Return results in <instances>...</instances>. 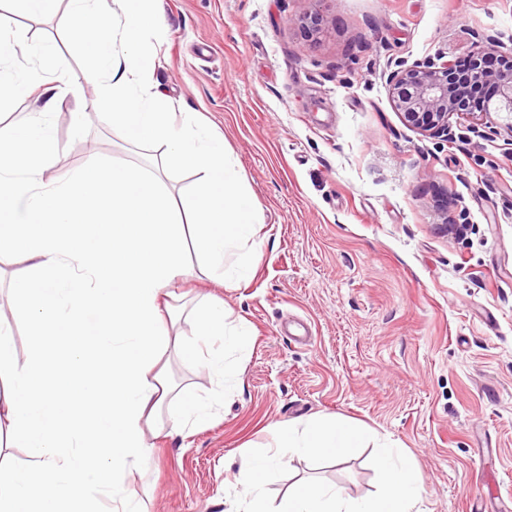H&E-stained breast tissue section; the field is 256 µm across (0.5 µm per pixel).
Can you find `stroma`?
<instances>
[{"label":"stroma","instance_id":"1","mask_svg":"<svg viewBox=\"0 0 512 512\" xmlns=\"http://www.w3.org/2000/svg\"><path fill=\"white\" fill-rule=\"evenodd\" d=\"M314 34L297 25L314 8ZM155 78L177 119L202 114L238 159L259 208L260 258L237 287L179 284L171 335L195 340L192 309L223 299L249 343L236 382L167 351L168 371L210 411L154 438L128 489L143 512H235L240 452L280 425L333 415L400 448L422 482L420 512H470L512 498V134L485 141L452 116V142L395 112L398 60L512 52V0H161ZM0 19L54 46L43 75L81 76L66 7L42 18L0 0ZM86 88L51 120L46 175L91 156L145 165ZM373 445L338 464L285 458L274 502L319 478L371 496Z\"/></svg>","mask_w":512,"mask_h":512}]
</instances>
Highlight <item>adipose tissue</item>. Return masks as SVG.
I'll use <instances>...</instances> for the list:
<instances>
[{
  "label": "adipose tissue",
  "instance_id": "1",
  "mask_svg": "<svg viewBox=\"0 0 512 512\" xmlns=\"http://www.w3.org/2000/svg\"><path fill=\"white\" fill-rule=\"evenodd\" d=\"M154 2L68 0L70 35L84 49L80 78L15 68L18 53L45 61L52 48L0 27V98L47 94L40 111L0 127V257L14 266L13 312L31 341L17 362L0 312V453L27 456L22 465L0 456V512H140L126 480L151 454L145 427L170 391L157 365L175 321L173 287L193 273L185 244L223 285L258 259L257 205L236 159L201 119L178 123L164 109L145 49L147 34H164ZM103 82L100 108L129 140L161 148L159 172L94 156L66 181L46 178L53 106ZM169 170L196 177L188 222L163 188ZM228 319L211 297L195 309L198 341L223 345L202 363L225 378L237 372L229 352L246 342ZM169 409L176 421L209 417L189 395Z\"/></svg>",
  "mask_w": 512,
  "mask_h": 512
}]
</instances>
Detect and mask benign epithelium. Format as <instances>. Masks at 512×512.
I'll return each instance as SVG.
<instances>
[{"instance_id":"1","label":"benign epithelium","mask_w":512,"mask_h":512,"mask_svg":"<svg viewBox=\"0 0 512 512\" xmlns=\"http://www.w3.org/2000/svg\"><path fill=\"white\" fill-rule=\"evenodd\" d=\"M387 82L395 110L410 127L431 138L453 141L449 119L472 112L485 116L481 127L473 129L480 138L491 140L503 127L512 133V54L491 57L479 49L464 72L457 70L455 61L401 60ZM482 86L486 94L476 106L472 90Z\"/></svg>"}]
</instances>
